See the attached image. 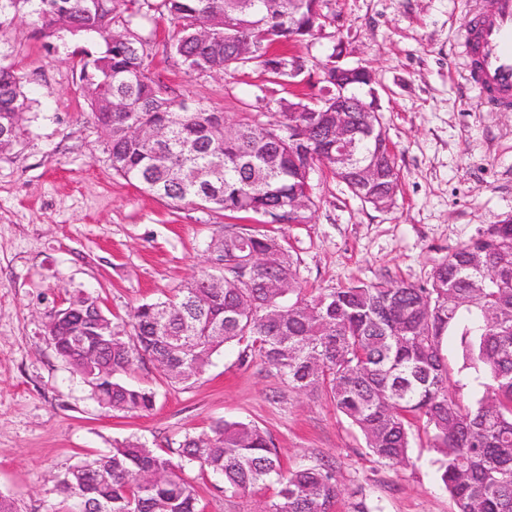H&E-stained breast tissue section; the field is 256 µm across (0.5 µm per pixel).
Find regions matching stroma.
Masks as SVG:
<instances>
[{
  "label": "stroma",
  "mask_w": 512,
  "mask_h": 512,
  "mask_svg": "<svg viewBox=\"0 0 512 512\" xmlns=\"http://www.w3.org/2000/svg\"><path fill=\"white\" fill-rule=\"evenodd\" d=\"M492 0H326L330 32L300 45L324 60L369 69L401 181L380 211L344 184L314 176L309 223L279 227L303 287L359 282L426 283L434 267L479 229L512 216V112H488L468 81L460 35L467 14ZM151 70L189 106L236 120L267 84L263 73L186 76L169 53L175 27L147 24ZM72 41L36 36L31 19L0 30V62L39 92L11 152L0 154V494L16 512H65L60 478L114 442L138 438L174 448L220 420L251 421L274 440L284 467L333 464L346 512L363 490L379 512H455L436 477L435 452L413 429L411 463L376 462L358 430L323 391L299 392L260 363L219 352L197 379L170 384L152 363L133 384L153 389L149 412L101 407L55 354L48 312L81 292L109 316L184 287L224 225L253 220L193 204L171 205L114 174L78 80ZM201 512H262L275 485L225 496L220 481L186 466Z\"/></svg>",
  "instance_id": "obj_1"
}]
</instances>
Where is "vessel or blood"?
<instances>
[{"label":"vessel or blood","instance_id":"b4317fda","mask_svg":"<svg viewBox=\"0 0 512 512\" xmlns=\"http://www.w3.org/2000/svg\"><path fill=\"white\" fill-rule=\"evenodd\" d=\"M469 80L491 112H512V0H493L464 29Z\"/></svg>","mask_w":512,"mask_h":512}]
</instances>
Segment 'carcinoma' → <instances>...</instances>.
Wrapping results in <instances>:
<instances>
[{
    "label": "carcinoma",
    "mask_w": 512,
    "mask_h": 512,
    "mask_svg": "<svg viewBox=\"0 0 512 512\" xmlns=\"http://www.w3.org/2000/svg\"><path fill=\"white\" fill-rule=\"evenodd\" d=\"M0 0V28L33 18L34 34L80 42L79 81L112 170L174 205L253 215L262 224L310 220L307 171L327 170L350 193L380 210L396 204V157L378 153L382 129L366 112L349 113L355 163L336 159V113L291 112L284 97L258 106L225 134L224 113L180 109L172 89L150 69L149 12L164 10L176 32L171 51L191 78L258 69L281 86L307 57L272 55L294 47L331 21L323 0ZM147 11H142V8ZM33 99L25 78L0 63V148L24 132ZM369 166L378 176L357 178ZM222 263L206 267L169 297L133 307L112 323V349L89 336L99 306L77 296L49 313L56 355L90 383L114 412H149L156 394L121 376L149 359L173 382L202 375L212 356L237 348L245 365L259 360L288 387L324 389L336 410L362 434L369 455L395 467L410 464L411 427L419 423L436 452L437 477L456 512H512V217L490 224L434 268L423 285L352 284L309 291L282 238L226 228L208 247ZM460 336L481 398H456L443 355ZM194 463L244 495L278 485L263 512H332L341 490L327 463L284 469L271 437L252 422H217L209 435H186L157 452L138 438L117 441L59 482L68 512H199L183 477Z\"/></svg>",
    "instance_id": "1"
}]
</instances>
